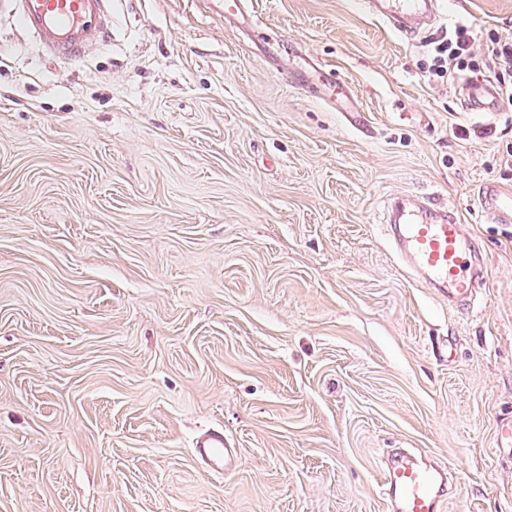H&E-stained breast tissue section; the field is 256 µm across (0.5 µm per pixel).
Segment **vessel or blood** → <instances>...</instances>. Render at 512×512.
I'll use <instances>...</instances> for the list:
<instances>
[{"label":"vessel or blood","mask_w":512,"mask_h":512,"mask_svg":"<svg viewBox=\"0 0 512 512\" xmlns=\"http://www.w3.org/2000/svg\"><path fill=\"white\" fill-rule=\"evenodd\" d=\"M113 0H0V10L14 17L33 36L42 54L61 63L80 58L112 31ZM367 15L380 19L389 32L412 35L435 21L440 0H358ZM460 104L468 112L487 111L500 98L488 80L464 79ZM480 205L488 223L512 224V189L484 186ZM389 232L398 264L418 276L456 309L470 305L486 281V257L478 241L465 237L452 209L426 201L393 200ZM197 460L213 473L227 475L238 466V452L223 432L201 436L193 448ZM447 477L438 466L400 458L383 476L382 495L391 512H442Z\"/></svg>","instance_id":"vessel-or-blood-1"}]
</instances>
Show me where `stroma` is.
Masks as SVG:
<instances>
[{"label": "stroma", "instance_id": "stroma-1", "mask_svg": "<svg viewBox=\"0 0 512 512\" xmlns=\"http://www.w3.org/2000/svg\"><path fill=\"white\" fill-rule=\"evenodd\" d=\"M247 8L118 0L67 66L0 12V512H387L398 448L452 469L444 512H512V224L479 202L512 187V102L427 72L459 21L512 35V0L412 37L356 0ZM401 194L482 244L469 309L399 269ZM213 427L231 475L193 459ZM460 104L466 112H486L500 97L497 86L488 80L464 79L459 86Z\"/></svg>", "mask_w": 512, "mask_h": 512}]
</instances>
